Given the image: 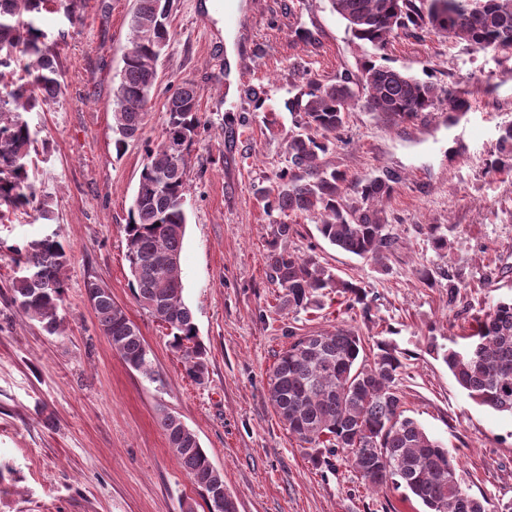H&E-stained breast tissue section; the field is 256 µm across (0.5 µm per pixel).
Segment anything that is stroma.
I'll return each mask as SVG.
<instances>
[{"label": "stroma", "mask_w": 512, "mask_h": 512, "mask_svg": "<svg viewBox=\"0 0 512 512\" xmlns=\"http://www.w3.org/2000/svg\"><path fill=\"white\" fill-rule=\"evenodd\" d=\"M240 16L224 36V6ZM133 0H77V20L52 0L35 23L58 42L66 94L22 118L37 134L30 172L54 218L0 208V512H208L157 423L178 414L224 471L238 512H424L401 491L366 487L341 454L317 465L267 401L266 373L291 333L354 327L385 340L405 368L406 414L453 448L463 488L494 512L512 503V415L473 402L442 359L458 348L472 314L512 299V171L488 175L485 160L512 124V51L473 52L432 29L399 33L385 51L353 38L329 0H172L171 39L138 139L116 150L111 104L130 35ZM466 92L471 108L447 106L399 125L354 108L342 143L324 157L350 175L401 176L385 204L396 240L387 270L324 241L313 214L291 216L282 246L314 253L363 287L370 315L330 294L321 308L282 309L265 256L277 215L257 189L286 164L294 118L284 107L301 73L324 83L367 60ZM201 91L205 125L189 155L181 252L184 298L206 349L208 378H186L165 328L134 299L122 227L147 146L165 128L169 83ZM260 91L256 107L249 89ZM279 116L272 133L265 111ZM451 241L435 251L429 225ZM65 246L66 333L46 335L9 305L13 247L47 234ZM431 269L428 286L417 273ZM461 278L459 306L449 276ZM105 283L139 328L160 382L127 367L98 331L85 292Z\"/></svg>", "instance_id": "1"}]
</instances>
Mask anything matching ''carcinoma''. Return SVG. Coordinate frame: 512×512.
Here are the masks:
<instances>
[{
    "label": "carcinoma",
    "instance_id": "cac0c4a2",
    "mask_svg": "<svg viewBox=\"0 0 512 512\" xmlns=\"http://www.w3.org/2000/svg\"><path fill=\"white\" fill-rule=\"evenodd\" d=\"M46 0H0V68L26 60L25 85L0 87V203L31 208L50 219L49 202L30 180L28 158L34 134L21 113L56 104L64 96L57 44L28 16ZM354 38L383 50L401 31L430 27L479 52L512 50V0H329ZM171 0H137L122 76L112 99L116 150L135 138L147 117L158 84V62L168 46ZM162 140L146 148V163L123 225L133 295L142 309L167 330L170 348L183 360L185 376L197 384L208 377L206 350L198 340L191 309L183 299L180 258L186 233L184 200L188 158L176 169L167 141L177 133L184 154L200 136V89L192 83L170 85ZM440 103L435 85L373 60L358 73L345 72L334 83L307 77L285 102L297 114L288 135L287 165L275 185L260 189L264 210L277 214V240L267 254L269 277L283 289L280 305L307 311L336 292L370 314L367 293L311 255L278 246L292 225L286 219L318 214L322 238L338 250L383 268L395 248L388 217L379 203L391 197L400 176L350 177L329 168L323 157L338 143L351 108L357 104L393 124L409 121ZM512 169V125L503 128L490 154L488 170ZM20 274L11 282L10 306L37 323L49 336L64 332L61 303L69 258L53 236L14 248ZM98 329L126 365L144 378L161 381L139 328L96 280L85 285ZM476 327L466 350H448L444 361L457 384L481 406L512 414V300L497 301L474 317ZM268 374L266 395L279 420L300 443L343 453L363 484L393 487L427 512H489L464 490L452 449L405 415L398 388L403 363L396 349L376 341L373 360L364 356V339L349 326L290 334ZM159 427L197 494L214 512L211 487L224 475L202 448L197 434L179 416L165 411Z\"/></svg>",
    "mask_w": 512,
    "mask_h": 512
}]
</instances>
